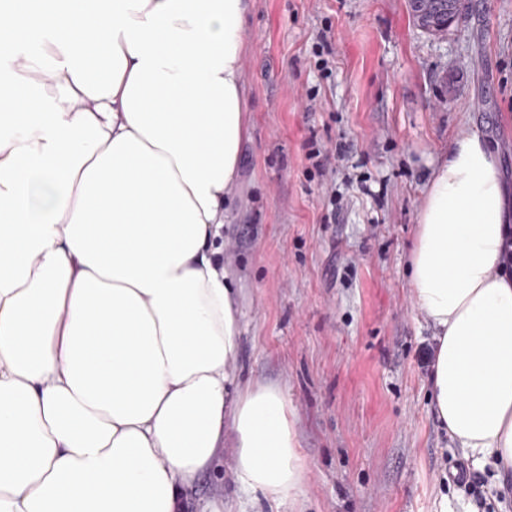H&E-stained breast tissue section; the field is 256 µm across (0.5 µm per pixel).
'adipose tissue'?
I'll return each mask as SVG.
<instances>
[{"instance_id":"adipose-tissue-1","label":"adipose tissue","mask_w":512,"mask_h":512,"mask_svg":"<svg viewBox=\"0 0 512 512\" xmlns=\"http://www.w3.org/2000/svg\"><path fill=\"white\" fill-rule=\"evenodd\" d=\"M249 0H0V512H185L303 476L282 390L241 385L221 264ZM430 398L512 473V211L492 146L436 161L410 257Z\"/></svg>"}]
</instances>
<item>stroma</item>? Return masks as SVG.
<instances>
[{
  "instance_id": "35a3bbf8",
  "label": "stroma",
  "mask_w": 512,
  "mask_h": 512,
  "mask_svg": "<svg viewBox=\"0 0 512 512\" xmlns=\"http://www.w3.org/2000/svg\"><path fill=\"white\" fill-rule=\"evenodd\" d=\"M329 30V77L312 45ZM249 133L225 225L237 287L242 384L295 412L301 485L238 496L235 451L190 492L195 512H512L490 466L464 458L431 410L427 322L407 265L434 162L465 132L497 150L512 192V0H464L439 40L407 0H252L244 21ZM344 145L316 171L306 143ZM465 459L467 495L448 478Z\"/></svg>"
}]
</instances>
